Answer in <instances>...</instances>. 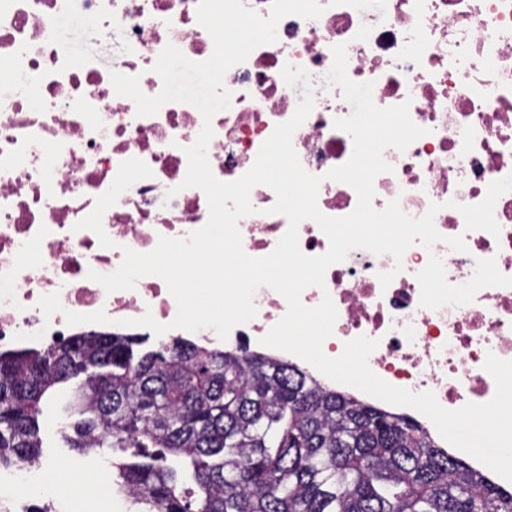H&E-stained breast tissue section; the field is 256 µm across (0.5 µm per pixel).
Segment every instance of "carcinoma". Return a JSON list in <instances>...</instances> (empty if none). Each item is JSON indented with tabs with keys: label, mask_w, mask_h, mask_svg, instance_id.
<instances>
[{
	"label": "carcinoma",
	"mask_w": 512,
	"mask_h": 512,
	"mask_svg": "<svg viewBox=\"0 0 512 512\" xmlns=\"http://www.w3.org/2000/svg\"><path fill=\"white\" fill-rule=\"evenodd\" d=\"M73 336L0 352V465L41 456L42 401L85 375L66 412L80 452L112 448L138 512H512V492L416 421L246 347ZM183 459L191 484L167 456Z\"/></svg>",
	"instance_id": "obj_1"
}]
</instances>
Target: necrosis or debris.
<instances>
[{
  "label": "necrosis or debris",
  "instance_id": "obj_1",
  "mask_svg": "<svg viewBox=\"0 0 512 512\" xmlns=\"http://www.w3.org/2000/svg\"><path fill=\"white\" fill-rule=\"evenodd\" d=\"M325 7L317 19L283 18L275 43L256 48L226 74L228 109L217 113L208 146L213 174L222 181L243 175L254 163L275 126L287 121L302 96L288 87L284 65L312 76L315 105L293 136L304 169L322 176L318 207L326 215H348L356 206L349 185L326 179L351 156L350 136L334 126L351 107L340 88L324 76L331 49L347 46V73L374 84L377 106L409 102L413 122L424 136L406 151L386 149L394 170L374 181L373 206L399 200L413 217L441 204L435 226L442 242L416 244L402 259L403 269L388 287L378 275L392 270L391 256L350 252L331 265L324 288L310 287L301 299L318 305L330 294L338 310L334 333L325 340L327 356H339L345 342L365 335L378 339L371 370L387 383L415 393L433 392L445 409L484 403L495 393L485 370L487 355L512 360V287H487L474 301L437 310L421 307L418 273L430 255L442 258L448 283L471 278L475 262L494 259L512 276V192L496 202L499 235L469 231L458 207L476 204L489 184L512 174V0H386L385 11H359L348 5ZM198 0H0V50L14 71L0 84V349L46 347L55 339L112 332L143 336V327L122 321L152 313L168 327L167 338L218 340L214 331L190 333L171 328L177 304L156 276L138 280L135 289L106 292L88 279L89 271L109 274L122 261V247L153 250L159 236L184 237L208 219V204L197 188H182L187 170L183 152L203 124L193 105L170 102L156 115L140 117L134 103L118 96L111 72L140 78L145 94H158L160 77L152 67L162 49L175 45L190 60L203 61L213 41L197 21ZM78 20L79 36L104 29L119 33L120 51L106 62L96 55L74 60L61 47L62 19ZM138 158L150 178L123 192L103 215L115 246H100L76 223L89 214L113 182L121 162ZM254 214L239 222L249 256L270 254L288 228L286 217L271 213L274 191L252 189ZM463 236L466 251L446 240ZM59 293L63 312L44 317L39 298ZM256 316L235 327L229 343L258 344L286 313L285 299L269 288L257 291ZM105 310L110 324L67 325L64 313ZM47 486L24 470L0 483V512H30Z\"/></svg>",
  "mask_w": 512,
  "mask_h": 512
}]
</instances>
